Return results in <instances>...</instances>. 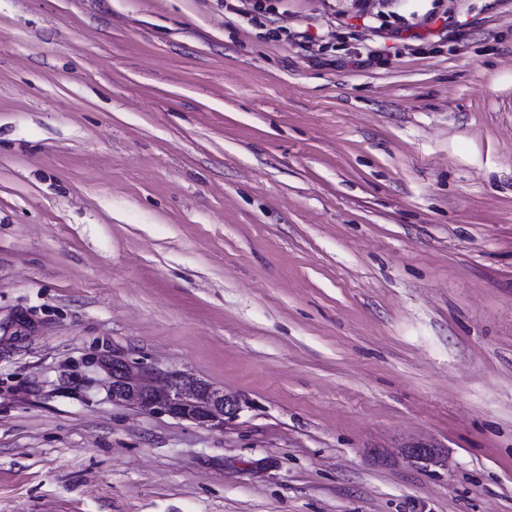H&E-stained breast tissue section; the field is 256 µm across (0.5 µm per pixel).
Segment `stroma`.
<instances>
[{
  "instance_id": "35a3bbf8",
  "label": "stroma",
  "mask_w": 512,
  "mask_h": 512,
  "mask_svg": "<svg viewBox=\"0 0 512 512\" xmlns=\"http://www.w3.org/2000/svg\"><path fill=\"white\" fill-rule=\"evenodd\" d=\"M253 2L0 0V512H512V0ZM107 374L113 401L153 413L224 426L240 410L239 402L222 389L189 374L137 367L119 355H112V368H107Z\"/></svg>"
}]
</instances>
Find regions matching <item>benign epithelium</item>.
<instances>
[{
    "mask_svg": "<svg viewBox=\"0 0 512 512\" xmlns=\"http://www.w3.org/2000/svg\"><path fill=\"white\" fill-rule=\"evenodd\" d=\"M107 374L113 401L153 413L222 426L240 410L239 402L222 389L189 374L137 367L119 355H112Z\"/></svg>",
    "mask_w": 512,
    "mask_h": 512,
    "instance_id": "benign-epithelium-1",
    "label": "benign epithelium"
}]
</instances>
